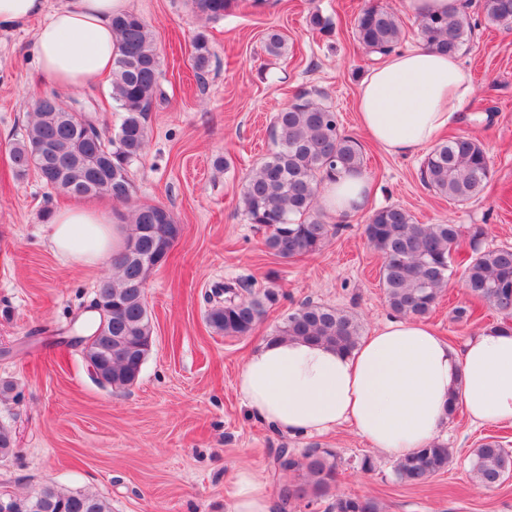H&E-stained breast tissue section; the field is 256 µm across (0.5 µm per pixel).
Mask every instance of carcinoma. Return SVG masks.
Listing matches in <instances>:
<instances>
[{"mask_svg": "<svg viewBox=\"0 0 512 512\" xmlns=\"http://www.w3.org/2000/svg\"><path fill=\"white\" fill-rule=\"evenodd\" d=\"M207 19L224 16L233 0H191ZM487 22L512 25V0H481ZM310 29L329 35L331 18L314 12ZM475 24L467 11L419 17L418 36L429 50L458 53ZM117 52L112 66L111 98L122 111L120 124L106 137L96 127L86 129L92 116L64 109L59 96H45L34 107L32 120L11 149L20 173L34 169L44 184L67 196H109L116 203L131 199L129 168L147 146L146 112L158 95L159 56L149 24L135 13L112 20ZM356 39L371 53L394 50L402 39L396 14L373 0L355 21ZM196 70L208 67L210 49L199 36L194 41ZM317 92L302 90L274 113L271 137L275 149L249 174L243 184V212L251 224L264 229L266 248L282 259L314 254L338 231L318 209L325 181L364 167L359 141L344 133L336 110L318 102ZM490 161L481 144L462 136L437 143L421 168V180L450 204H465L483 191ZM181 233L172 213L160 205H139L131 214L127 248L112 258V276L99 282L94 298L112 305V338L127 352L112 358V389L125 390L139 379L152 347L153 326L145 285L152 270L164 264ZM368 244L381 256L380 283L385 302L394 313L423 319L436 308L457 268L469 286L470 296L502 315L501 329L512 319V248L482 249L485 228L472 230V252L462 261L455 257L460 228L450 222L418 224L397 205L374 211L364 227ZM279 290L253 291L234 283L218 284L205 294L211 304L208 326L224 336L252 333L267 310L279 302ZM273 337L302 338L344 351L359 344L361 327L348 312L305 301L276 326ZM13 430L0 425V461L14 454ZM453 453L448 445L433 441L394 460L393 475L401 483L423 486L448 470ZM281 474L301 473V479L279 488L282 508L293 502L309 507L331 497L328 512H383L372 496L331 494L336 484L334 451L292 448L274 452ZM472 480L479 489L498 487L512 473V452L496 440L481 442L472 452ZM34 512H112L110 503L92 492H73L49 482L45 497Z\"/></svg>", "mask_w": 512, "mask_h": 512, "instance_id": "carcinoma-1", "label": "carcinoma"}]
</instances>
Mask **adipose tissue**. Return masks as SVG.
Here are the masks:
<instances>
[{
    "label": "adipose tissue",
    "mask_w": 512,
    "mask_h": 512,
    "mask_svg": "<svg viewBox=\"0 0 512 512\" xmlns=\"http://www.w3.org/2000/svg\"><path fill=\"white\" fill-rule=\"evenodd\" d=\"M130 10L131 0H0V33L34 27L38 75L72 91L111 75L112 19ZM473 91L457 56L396 49L362 81L358 124L382 151L407 156L455 126ZM321 202L334 215L367 209V177L325 182ZM48 243L93 270L124 249L126 234L108 207L79 200L52 212ZM237 388L250 412L281 433L348 424L398 458L433 440L454 404L476 425L512 424V332L484 329L458 352L422 321L394 314L351 352L303 339L266 342L247 356ZM232 498V512L273 509L265 482L249 470L239 471Z\"/></svg>",
    "instance_id": "1"
}]
</instances>
